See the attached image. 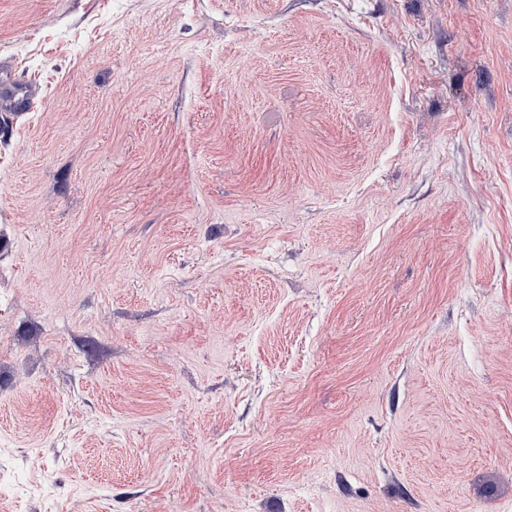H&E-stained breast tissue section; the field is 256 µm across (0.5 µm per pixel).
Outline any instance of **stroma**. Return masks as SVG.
<instances>
[{
  "instance_id": "1",
  "label": "stroma",
  "mask_w": 512,
  "mask_h": 512,
  "mask_svg": "<svg viewBox=\"0 0 512 512\" xmlns=\"http://www.w3.org/2000/svg\"><path fill=\"white\" fill-rule=\"evenodd\" d=\"M0 512H512V0H0ZM1 93V106L4 112H14L25 109L34 102L37 92L28 84L15 83L9 78L11 73H6ZM20 105V106H19Z\"/></svg>"
}]
</instances>
